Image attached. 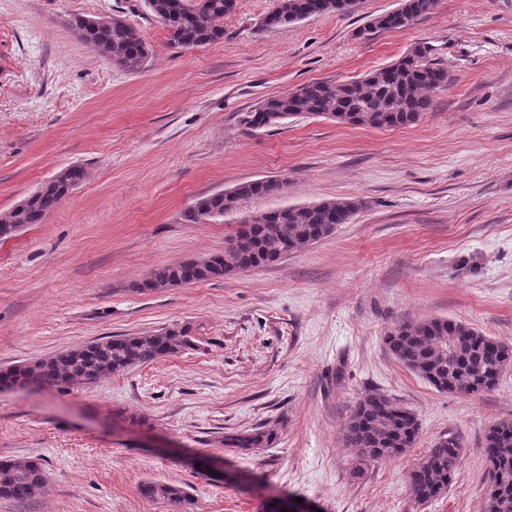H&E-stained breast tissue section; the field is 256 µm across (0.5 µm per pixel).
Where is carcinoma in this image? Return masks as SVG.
Returning <instances> with one entry per match:
<instances>
[{
  "label": "carcinoma",
  "instance_id": "cac0c4a2",
  "mask_svg": "<svg viewBox=\"0 0 512 512\" xmlns=\"http://www.w3.org/2000/svg\"><path fill=\"white\" fill-rule=\"evenodd\" d=\"M336 0H278L263 19L266 29L336 13ZM146 8L168 31L169 46L190 50L224 38L222 22L235 0H145ZM436 0H401L398 9L365 26L399 30L429 15ZM68 24L85 43L112 64L130 73L145 68L149 47L136 27L120 16H73ZM452 81L448 68L419 42L396 61L360 79L344 82L313 81L284 94L272 95L243 117L252 131L264 130L298 117H324L338 123L389 129L419 122L433 109L432 93ZM87 177L81 165L59 171L25 198V204L0 215V240L30 224H40ZM282 179L263 178L198 198L208 219L237 210L241 201L281 194ZM363 202L343 198L288 207L273 212L259 224L239 229L222 254L175 265H161L143 280L129 285L136 293L164 291L202 281L222 279L275 263L298 248L330 236L339 224L350 223ZM385 344L393 357L439 392L479 394L494 389L512 369V347L461 321L434 318L392 328ZM193 346L183 329L131 336H104L78 348L18 365L0 374V384L40 388L89 384L99 378L154 363ZM420 430L416 414L388 395L370 391L352 410L344 444L374 461L402 454L414 446ZM277 438L271 427L258 426L224 437V445L249 452L268 448ZM484 448L491 466L485 491L486 512H512V422L490 426ZM461 456L459 440L437 442L408 474L414 497L435 499L448 491ZM46 475L31 460L0 462V498L24 503L43 488ZM141 495L163 500L176 512H196L194 498L180 487L158 481L140 486Z\"/></svg>",
  "mask_w": 512,
  "mask_h": 512
}]
</instances>
